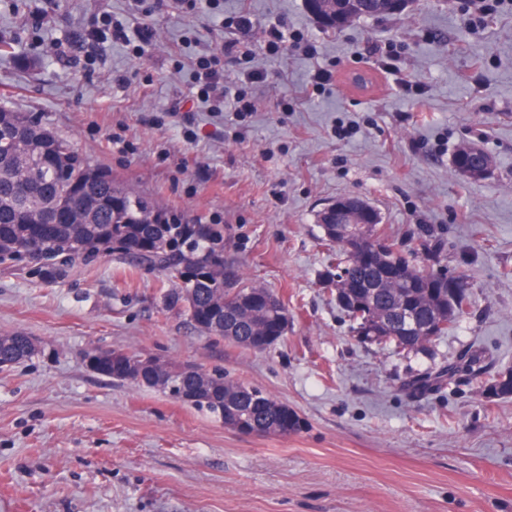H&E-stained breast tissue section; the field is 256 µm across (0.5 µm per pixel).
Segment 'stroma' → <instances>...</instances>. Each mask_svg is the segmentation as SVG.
Masks as SVG:
<instances>
[{
    "mask_svg": "<svg viewBox=\"0 0 512 512\" xmlns=\"http://www.w3.org/2000/svg\"><path fill=\"white\" fill-rule=\"evenodd\" d=\"M466 2L414 0L326 31L304 0H0V104L118 185L221 229L225 259L290 320L256 353L201 335L165 303L172 281L124 256L73 260L54 281L0 265V333L36 344L0 371V512H512V398L480 392L512 368V0L474 21ZM108 15L151 27L145 55L89 45ZM273 24L290 34L277 52ZM228 38L249 52L223 57L225 80L263 75L249 112L194 98L196 62ZM320 69L331 79L316 89ZM465 141L492 159L484 180L453 165ZM346 195L419 267L468 274L472 305L427 350L359 343L325 286L334 256L317 213ZM92 346L223 369L306 426L234 431L95 374ZM468 358L479 376L411 390Z\"/></svg>",
    "mask_w": 512,
    "mask_h": 512,
    "instance_id": "stroma-1",
    "label": "stroma"
}]
</instances>
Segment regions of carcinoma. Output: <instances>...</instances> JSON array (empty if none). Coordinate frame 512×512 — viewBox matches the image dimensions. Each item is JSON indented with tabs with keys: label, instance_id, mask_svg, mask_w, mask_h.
Here are the masks:
<instances>
[{
	"label": "carcinoma",
	"instance_id": "1",
	"mask_svg": "<svg viewBox=\"0 0 512 512\" xmlns=\"http://www.w3.org/2000/svg\"><path fill=\"white\" fill-rule=\"evenodd\" d=\"M378 0H362L364 10L351 16L345 4L334 17L311 14L320 26L341 30L351 21L377 10ZM30 122L24 113L0 105V261L11 255L23 258L22 247L28 244L30 225L46 213L65 209L73 213V221L57 229L56 243L49 247L55 253H68L81 245V253L96 255L111 251L112 232L121 235L118 253L130 256L140 266H148L168 279L178 280L184 268H195L201 278L194 288L179 286L168 297L175 305L186 306V294H194L196 307L217 304L224 309V325L198 327L204 335L227 339L253 351L273 346L262 340L270 311L288 312L286 304L273 292L239 281L235 272L224 264V237L220 230L207 224H185L179 217L161 207L150 197L131 188H123L112 176L91 167L74 143L39 124L19 139L16 129ZM163 211L165 223L155 224V212ZM368 237L376 238L382 251L373 263L364 266L344 243L323 238L335 250L336 260L350 263L352 275L347 293L362 306L347 311L354 325L363 321L373 325L369 342L393 346L400 350H423L448 333L471 304L472 292L460 289L456 296L448 293V285L438 282L436 270L416 267L394 244L387 241L379 225L371 227ZM167 241V248L156 251L154 240ZM230 287L218 292L224 279ZM416 313L418 329L410 336L400 334L397 320L408 311ZM35 352L32 338L23 333L0 335V364L7 369L30 358ZM495 396L512 397V370L493 378ZM179 391L205 388L208 401L198 405L224 424L235 427L246 423L262 435L286 436L300 431L304 421L300 415L262 391L224 378L216 371L198 370L176 376Z\"/></svg>",
	"mask_w": 512,
	"mask_h": 512
}]
</instances>
